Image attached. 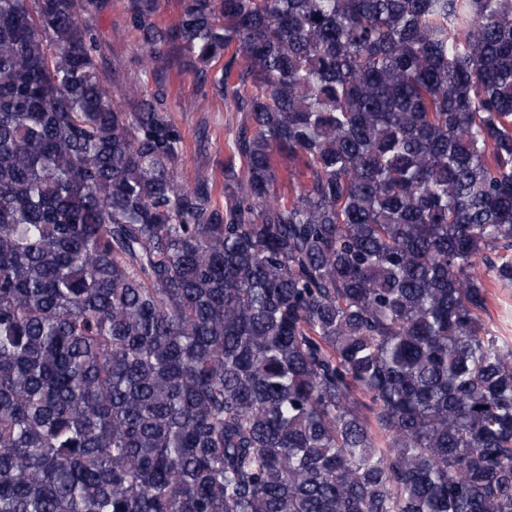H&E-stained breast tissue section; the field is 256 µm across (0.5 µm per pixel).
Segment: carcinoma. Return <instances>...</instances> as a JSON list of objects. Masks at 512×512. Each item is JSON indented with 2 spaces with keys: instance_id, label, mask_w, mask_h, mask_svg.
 I'll list each match as a JSON object with an SVG mask.
<instances>
[{
  "instance_id": "cac0c4a2",
  "label": "carcinoma",
  "mask_w": 512,
  "mask_h": 512,
  "mask_svg": "<svg viewBox=\"0 0 512 512\" xmlns=\"http://www.w3.org/2000/svg\"><path fill=\"white\" fill-rule=\"evenodd\" d=\"M128 3L125 110L93 0H0V512H512V0ZM163 77L173 98H181L187 108L171 112L172 119L183 135V152L179 171L193 175L202 170L214 178L218 202L223 201L224 161L231 155L227 144L228 127L235 125L236 112H229V106L210 90L201 91L193 77L171 63ZM205 130V135L203 132ZM489 306L484 315L490 329L512 346V287L502 288L487 277Z\"/></svg>"
}]
</instances>
